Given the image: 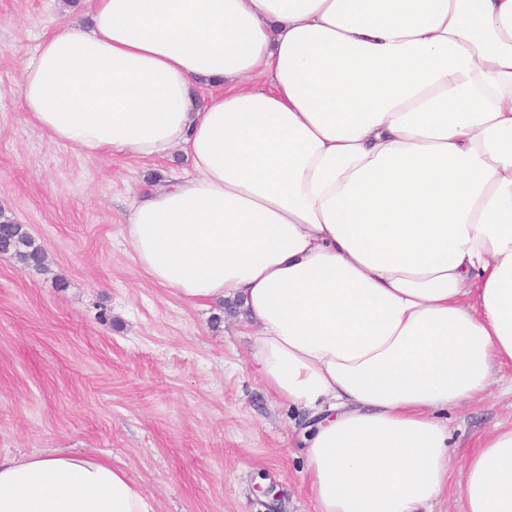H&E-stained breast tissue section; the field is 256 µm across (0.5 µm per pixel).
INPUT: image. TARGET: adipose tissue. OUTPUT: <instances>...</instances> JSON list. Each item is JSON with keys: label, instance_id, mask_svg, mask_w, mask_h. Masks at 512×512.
Segmentation results:
<instances>
[{"label": "adipose tissue", "instance_id": "1", "mask_svg": "<svg viewBox=\"0 0 512 512\" xmlns=\"http://www.w3.org/2000/svg\"><path fill=\"white\" fill-rule=\"evenodd\" d=\"M18 88L84 157L184 154L122 234L186 304L240 303L314 512H431L453 482L512 512V426L458 469L439 417L512 366V0H92ZM0 512L157 510L53 453L0 457Z\"/></svg>", "mask_w": 512, "mask_h": 512}]
</instances>
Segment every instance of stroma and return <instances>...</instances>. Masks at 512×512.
Wrapping results in <instances>:
<instances>
[{
  "mask_svg": "<svg viewBox=\"0 0 512 512\" xmlns=\"http://www.w3.org/2000/svg\"><path fill=\"white\" fill-rule=\"evenodd\" d=\"M91 0H0V214L26 225L48 271L0 253V456L85 453L125 469L157 512H314L302 427L265 390L232 303H183L133 260L137 191L186 169L86 159L30 123L17 78L41 37ZM458 453L512 423L493 385L448 411ZM274 495H267V487Z\"/></svg>",
  "mask_w": 512,
  "mask_h": 512,
  "instance_id": "1",
  "label": "stroma"
}]
</instances>
